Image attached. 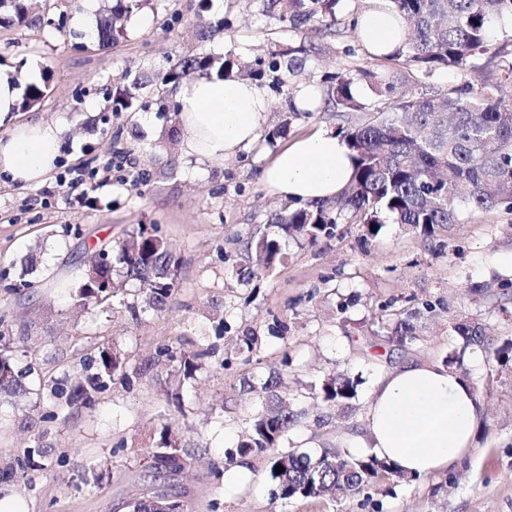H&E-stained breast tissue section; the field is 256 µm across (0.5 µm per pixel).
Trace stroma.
I'll list each match as a JSON object with an SVG mask.
<instances>
[{
	"label": "stroma",
	"instance_id": "35a3bbf8",
	"mask_svg": "<svg viewBox=\"0 0 512 512\" xmlns=\"http://www.w3.org/2000/svg\"><path fill=\"white\" fill-rule=\"evenodd\" d=\"M29 16L62 18L59 27L0 26V66L26 72L37 65L46 94L17 112L20 122L63 120L59 164L93 165L112 158L141 173L138 187L101 184L90 196L72 194L58 173L17 184L0 179V313L19 367L30 368V394L0 404V496L28 512H130L132 500L165 492L185 512H512V361L495 362L487 348H463L450 325L480 323L489 345L512 340V214H464L426 237L384 224L366 241L356 225H338L316 244L292 241L288 256L261 276L238 269L244 244L266 231L288 199L262 180L264 167L290 140L317 128L337 129L344 118L327 104L293 121L287 136L221 162L200 165L184 156L173 112H116L112 95L126 70L152 80L168 60L208 50L233 63L250 62L275 44L311 45L300 82L358 69L390 76L398 94L433 92L494 95L512 53V20L489 25L497 54L477 56L488 82L472 70L442 69L415 82L406 68L373 55L350 24L310 31L263 14L261 0H150L125 20L113 46L72 47L73 17L86 0H27ZM222 29H214L216 19ZM135 224L158 225L178 261L177 286L161 310L148 308L138 281H127L110 312L74 306L64 288L75 262L113 248ZM434 312H424V303ZM419 311L418 339L408 350L369 347L367 326L382 307ZM259 338L245 361L240 339ZM118 352L127 380L95 392L90 403L60 410L55 389L87 382L101 345ZM169 345L198 354L199 369L183 389L156 352ZM463 351L466 378L481 383L488 369L498 382L480 395L484 414L470 452L445 473L393 484L390 493L313 501L275 498L267 457L245 458L230 472L235 448L262 408L247 384L281 375L301 416L283 441L318 454L336 450L358 430L379 375L406 362L443 361ZM291 365L282 368V356ZM336 374L359 382L351 407L308 396L309 386ZM177 434L183 469L156 473L149 455L162 426Z\"/></svg>",
	"mask_w": 512,
	"mask_h": 512
}]
</instances>
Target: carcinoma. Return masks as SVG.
I'll return each mask as SVG.
<instances>
[{"instance_id": "carcinoma-1", "label": "carcinoma", "mask_w": 512, "mask_h": 512, "mask_svg": "<svg viewBox=\"0 0 512 512\" xmlns=\"http://www.w3.org/2000/svg\"><path fill=\"white\" fill-rule=\"evenodd\" d=\"M10 3L13 15L8 23L28 26L23 0ZM145 0H112V7L100 16L96 42L112 45L125 35L116 20L130 17L143 9ZM267 13L276 21L294 29L317 23L334 25L348 0H266ZM401 15L405 41L391 56L409 70L424 77L444 68L479 70L477 55L487 50L488 25L496 18H512V0H392ZM310 49L305 44L286 48L276 45L268 51L271 61L255 60L249 71L269 70L285 85L302 69ZM222 77L225 62L207 51L178 59L156 74V92L176 85L189 73ZM366 76L332 75L326 79L329 101L335 111L356 115L355 121L340 129L353 152L355 170L349 185L332 201L308 202L286 215L274 217V230L251 237L246 243V260L239 275L249 279L264 273L273 263L286 257L282 243L303 239L315 243L338 224L359 226L362 236L374 238L383 224H399L412 232L431 236L436 229L455 224L468 212L504 209L512 213V111L505 100L512 97V85L499 86L496 99L469 98L447 93L431 97L394 96V84L384 75L374 77L378 103L369 109L358 99L354 85ZM130 85L115 90L112 111L138 112L150 108L134 93L139 77L122 75ZM46 87L26 86L19 109L36 105ZM103 249L93 261L99 273L94 281L85 271L77 272L66 287L81 305H94L103 311L122 290L123 279L138 281L146 290V304L160 308L176 286V259L158 227L137 225L126 232L117 245V261L108 259ZM418 313L389 318L382 313L372 335L382 341L404 345L417 340L412 319ZM453 332L464 347L485 346L484 329L474 321H456ZM158 356L171 363L184 383L195 377L198 356L178 354L168 346ZM98 373L92 389L77 388L66 398L65 406L85 404L91 391L102 389L122 369L120 356L109 346L99 347ZM26 375L18 370L13 357L0 348V396L14 398L26 393ZM280 375H272L261 386L268 405L251 421L236 449L227 453L229 464L236 458L270 453V475L276 483V496L282 500L296 497H336V493H357L370 489L385 493L383 482L390 477L414 480L373 456H356L349 451L326 452L317 458L307 453L280 450V444L296 423V414L288 397L278 394ZM321 395L331 406L344 407L356 395V384L336 374L322 384L311 385V395ZM153 457L156 470L173 471L183 467L184 457L177 439L168 429L160 433ZM284 471L277 474V466Z\"/></svg>"}]
</instances>
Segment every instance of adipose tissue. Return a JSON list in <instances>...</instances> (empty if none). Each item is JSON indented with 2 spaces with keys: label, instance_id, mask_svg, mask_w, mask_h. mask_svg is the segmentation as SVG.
Segmentation results:
<instances>
[{
  "label": "adipose tissue",
  "instance_id": "ef3b65f1",
  "mask_svg": "<svg viewBox=\"0 0 512 512\" xmlns=\"http://www.w3.org/2000/svg\"><path fill=\"white\" fill-rule=\"evenodd\" d=\"M361 41L375 54H389L404 40L403 22L391 0H364ZM179 133L185 156L222 161L260 138L269 102L259 85L230 77H201L181 84ZM62 122L18 126L0 136V173L24 183L40 182L55 166ZM354 173L352 152L333 130L302 136L279 151L263 179L272 192L296 202L336 198ZM483 416L471 385L435 361L410 362L380 376L360 432L347 435L353 454L369 453L407 475L450 469L468 452Z\"/></svg>",
  "mask_w": 512,
  "mask_h": 512
}]
</instances>
